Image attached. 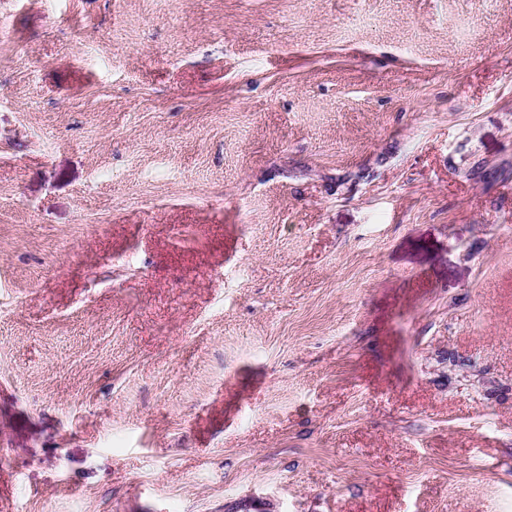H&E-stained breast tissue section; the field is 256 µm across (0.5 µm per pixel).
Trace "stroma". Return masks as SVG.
Segmentation results:
<instances>
[{"instance_id":"stroma-1","label":"stroma","mask_w":512,"mask_h":512,"mask_svg":"<svg viewBox=\"0 0 512 512\" xmlns=\"http://www.w3.org/2000/svg\"><path fill=\"white\" fill-rule=\"evenodd\" d=\"M0 512H512V0H0Z\"/></svg>"}]
</instances>
